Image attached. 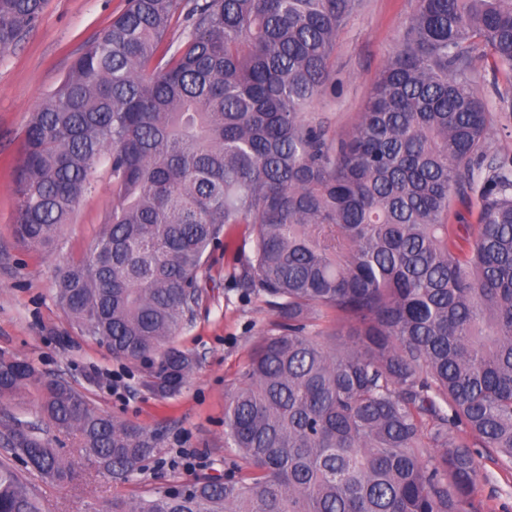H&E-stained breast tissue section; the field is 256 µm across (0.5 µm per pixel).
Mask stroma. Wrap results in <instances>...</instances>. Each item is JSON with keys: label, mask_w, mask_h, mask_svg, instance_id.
<instances>
[{"label": "stroma", "mask_w": 512, "mask_h": 512, "mask_svg": "<svg viewBox=\"0 0 512 512\" xmlns=\"http://www.w3.org/2000/svg\"><path fill=\"white\" fill-rule=\"evenodd\" d=\"M416 6V0H364L338 32L332 57L336 90L311 107L330 135L351 130ZM125 7L126 0H46L36 27L0 52V351L65 379L112 417L163 432L148 468L126 484L90 470L78 471L66 484L36 483L48 512H102L116 495H142L223 473L230 453L224 443L225 404L254 341L275 319L264 297L237 286L233 262L216 248L203 272L195 318L179 336L197 364L179 394L156 397L142 386L144 365L114 358L83 336L54 295L55 265L85 253L112 207L108 163L95 165L94 189L64 226L53 257L15 241V171L31 113L69 73L86 41ZM479 464L476 503L484 512H512V474L484 457Z\"/></svg>", "instance_id": "obj_1"}]
</instances>
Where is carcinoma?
I'll list each match as a JSON object with an SVG mask.
<instances>
[{
  "label": "carcinoma",
  "instance_id": "carcinoma-1",
  "mask_svg": "<svg viewBox=\"0 0 512 512\" xmlns=\"http://www.w3.org/2000/svg\"><path fill=\"white\" fill-rule=\"evenodd\" d=\"M44 0H0V51ZM361 0H128L39 103L21 142L14 237L54 253L106 158L112 209L55 271L83 335L180 391L201 274L249 226L239 282L276 315L224 411L236 461L106 512H480L475 449L512 469V157L483 63L512 77V0H418L364 112L339 140L309 116L336 89V36ZM475 217L466 223L451 203ZM0 512H44L33 477L78 460L115 483L160 435L0 352ZM66 435L65 455L51 432ZM502 124L508 126V130L503 131L500 124L495 126L491 139L492 150L500 155L512 157V114L502 118Z\"/></svg>",
  "mask_w": 512,
  "mask_h": 512
}]
</instances>
